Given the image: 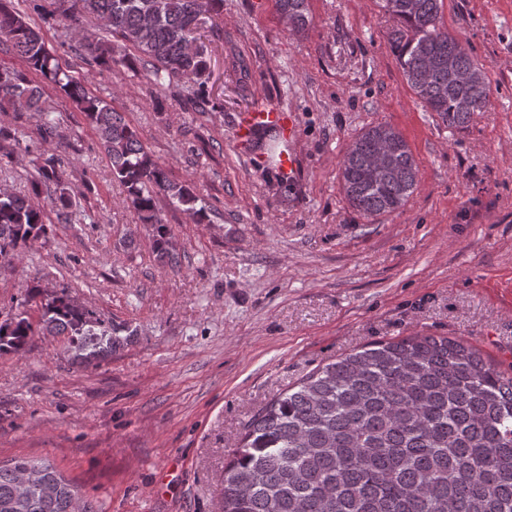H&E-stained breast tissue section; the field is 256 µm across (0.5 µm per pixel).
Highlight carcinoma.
<instances>
[{
  "mask_svg": "<svg viewBox=\"0 0 512 512\" xmlns=\"http://www.w3.org/2000/svg\"><path fill=\"white\" fill-rule=\"evenodd\" d=\"M72 22L74 39L99 66L112 68V44L85 33L79 16L134 50L121 63L162 75L201 80L210 57L192 23L224 15V0H80V11L50 0ZM396 20L388 43L407 84L448 128L465 129L484 110L490 82L468 48L440 22L443 0H378ZM295 33L310 24L308 0H275ZM0 39L43 80L0 71V100L35 112L46 136L57 132L43 85H51L95 128L112 176L123 186L139 223L152 227L160 257L173 267L186 259L172 245L159 197L183 208L198 224L208 208L190 185L169 178L146 151L138 130L106 101L90 96L63 69L28 16L0 0ZM257 139L276 161L280 131ZM32 196L0 192V260L45 234L35 198L54 184L53 203L74 205L52 159L38 168ZM418 166L402 135L386 124L366 127L340 167L349 205L366 217L404 206ZM40 320L25 313L0 319V352L21 351L35 330L69 337L75 361L96 365L128 337L65 293L40 301ZM0 512H97L43 459L0 463ZM222 512H512V375L467 343L441 336H407L346 354L288 387L246 427L224 467Z\"/></svg>",
  "mask_w": 512,
  "mask_h": 512,
  "instance_id": "cac0c4a2",
  "label": "carcinoma"
}]
</instances>
